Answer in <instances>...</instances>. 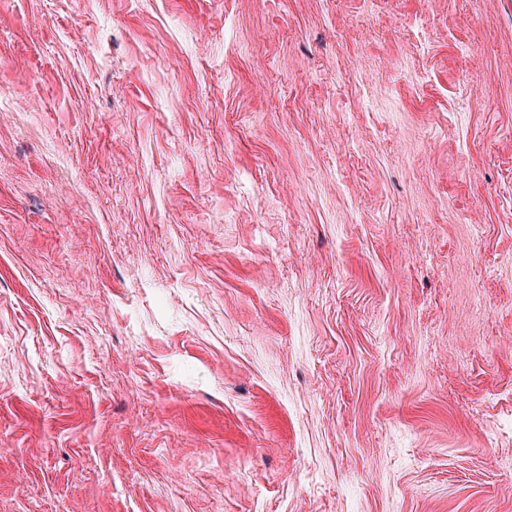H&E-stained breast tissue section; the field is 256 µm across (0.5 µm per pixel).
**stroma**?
Segmentation results:
<instances>
[{"instance_id": "stroma-1", "label": "stroma", "mask_w": 512, "mask_h": 512, "mask_svg": "<svg viewBox=\"0 0 512 512\" xmlns=\"http://www.w3.org/2000/svg\"><path fill=\"white\" fill-rule=\"evenodd\" d=\"M0 512H512V0H0Z\"/></svg>"}]
</instances>
